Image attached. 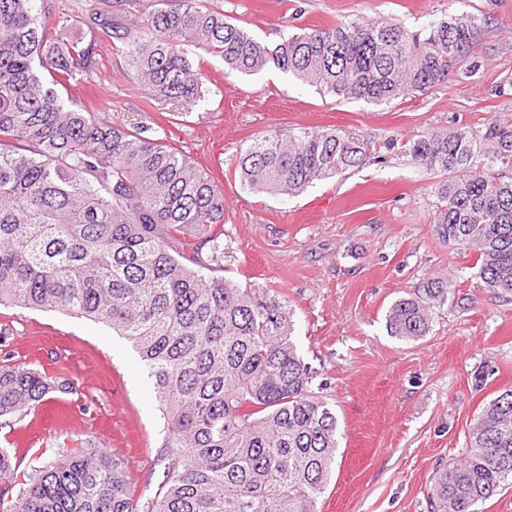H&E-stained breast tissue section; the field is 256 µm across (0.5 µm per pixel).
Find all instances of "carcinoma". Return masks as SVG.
Segmentation results:
<instances>
[{"instance_id": "obj_1", "label": "carcinoma", "mask_w": 512, "mask_h": 512, "mask_svg": "<svg viewBox=\"0 0 512 512\" xmlns=\"http://www.w3.org/2000/svg\"><path fill=\"white\" fill-rule=\"evenodd\" d=\"M133 25L85 10L151 92L155 106L205 98L186 47L231 71L275 68L340 101L388 105L480 70L485 22L446 14L412 30L396 20L303 28L267 43L211 0H180ZM49 0H0V304L62 310L130 339L166 423L165 482L133 497L124 461L83 449L35 470L0 512H316L332 477L339 422L318 372L292 339L286 306L210 274L224 259V192L148 125L127 128L64 104L59 89L96 73V42L62 38ZM434 185V232L473 248L482 286L512 295V124L461 123L402 145ZM372 143L326 127L278 130L237 158L257 193L297 196L366 164ZM448 284L428 281L387 311L390 335L416 341ZM58 388L0 363V418H22ZM466 454L438 469L431 512H477L512 483V389L491 399Z\"/></svg>"}]
</instances>
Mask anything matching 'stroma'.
<instances>
[{
  "label": "stroma",
  "mask_w": 512,
  "mask_h": 512,
  "mask_svg": "<svg viewBox=\"0 0 512 512\" xmlns=\"http://www.w3.org/2000/svg\"><path fill=\"white\" fill-rule=\"evenodd\" d=\"M231 22L274 43L300 28L397 19L421 27L457 10L488 18L475 49L481 70L423 96L375 106L337 101L268 68L230 73L200 49L204 100L182 116L156 110L130 80L110 41L98 73L63 99L93 104L126 126L161 125L168 144L210 172L224 191V259L216 273L269 292L292 312L294 341L336 407V470L317 512H430L436 469L462 456L473 418L512 389V297L483 288L473 250L436 236V175L402 150L312 184L301 195L257 194L231 174L236 156L277 129L332 126L374 143L405 142L459 122L512 123V0H213ZM431 279L448 284L430 332L388 333L390 305ZM15 364L46 370L59 388L24 418L0 420L15 482L66 451L94 443L126 463L134 498L164 479V427L131 342L63 311L0 305Z\"/></svg>",
  "instance_id": "35a3bbf8"
}]
</instances>
